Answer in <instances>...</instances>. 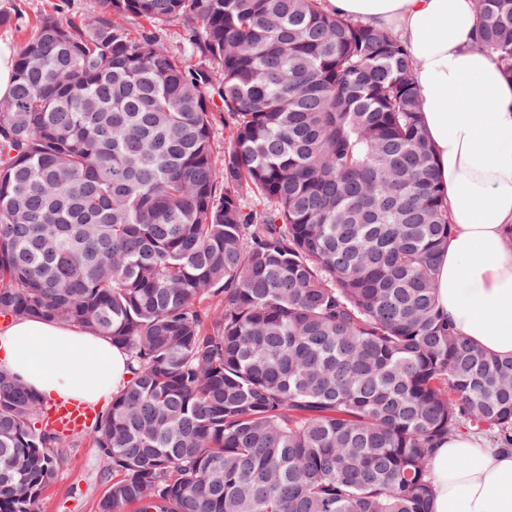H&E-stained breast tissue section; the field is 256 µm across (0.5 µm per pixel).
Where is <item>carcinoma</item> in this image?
<instances>
[{
  "mask_svg": "<svg viewBox=\"0 0 512 512\" xmlns=\"http://www.w3.org/2000/svg\"><path fill=\"white\" fill-rule=\"evenodd\" d=\"M97 4L41 18L0 105V317L131 364L87 432L97 512H428L439 440L512 446V357L438 313L406 47L324 0ZM476 8L512 77V0ZM73 445L1 371L0 512H38Z\"/></svg>",
  "mask_w": 512,
  "mask_h": 512,
  "instance_id": "carcinoma-1",
  "label": "carcinoma"
}]
</instances>
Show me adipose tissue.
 I'll return each mask as SVG.
<instances>
[{
	"label": "adipose tissue",
	"instance_id": "1",
	"mask_svg": "<svg viewBox=\"0 0 512 512\" xmlns=\"http://www.w3.org/2000/svg\"><path fill=\"white\" fill-rule=\"evenodd\" d=\"M328 2L395 31L414 59L421 125L452 225L438 264V308L483 351L512 357V77L476 42L474 0ZM0 370L45 400L91 406L130 375L111 340L39 319L0 328ZM429 480L431 512H512V448L460 432L435 449Z\"/></svg>",
	"mask_w": 512,
	"mask_h": 512
}]
</instances>
